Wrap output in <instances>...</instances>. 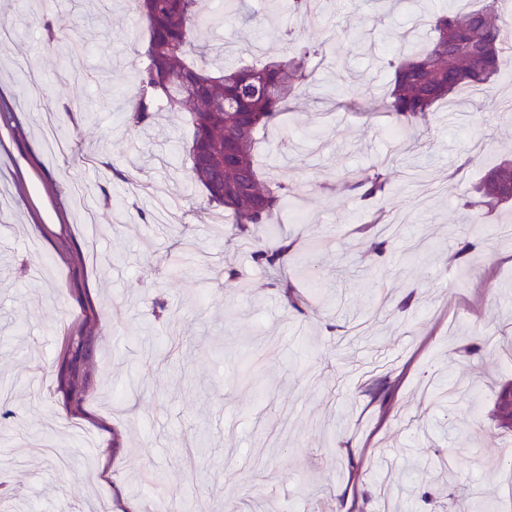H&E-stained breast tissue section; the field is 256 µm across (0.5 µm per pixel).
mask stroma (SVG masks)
Wrapping results in <instances>:
<instances>
[{"mask_svg": "<svg viewBox=\"0 0 512 512\" xmlns=\"http://www.w3.org/2000/svg\"><path fill=\"white\" fill-rule=\"evenodd\" d=\"M259 23L196 31L199 49L242 60L248 42L291 53L287 13L245 0ZM464 0H326L303 42L331 41L315 82L257 149L295 189L275 221L293 244L289 307L251 241L210 220L189 173L188 112L127 128L123 105L147 42L133 0H0V512H385L384 489L430 491L397 512H512V438L492 421L512 379V207L466 210L485 169L512 159V74L460 90L452 108L392 148L389 59L425 40L419 15ZM47 16L88 45V78L62 85ZM293 144L281 154L279 138ZM389 159L388 194L342 178ZM399 225L383 254L363 230ZM497 324L493 351L462 357ZM92 351L68 397L67 336ZM137 379V394L127 391ZM463 392L443 415L424 389ZM453 449L452 479L406 469Z\"/></svg>", "mask_w": 512, "mask_h": 512, "instance_id": "35a3bbf8", "label": "stroma"}]
</instances>
